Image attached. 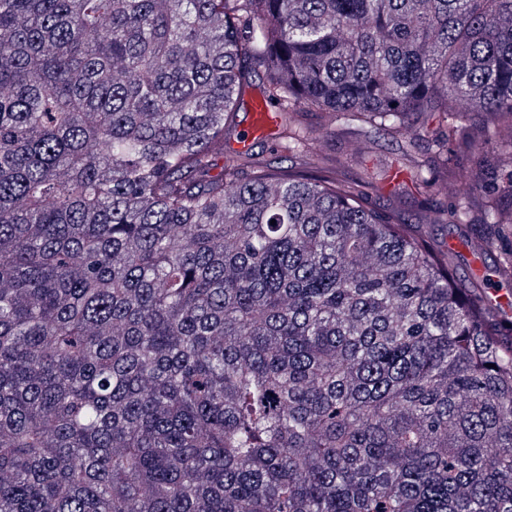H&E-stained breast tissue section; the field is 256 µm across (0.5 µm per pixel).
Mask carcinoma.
<instances>
[{
	"mask_svg": "<svg viewBox=\"0 0 512 512\" xmlns=\"http://www.w3.org/2000/svg\"><path fill=\"white\" fill-rule=\"evenodd\" d=\"M260 66L512 234V0H0V512H512V320L363 182L212 173Z\"/></svg>",
	"mask_w": 512,
	"mask_h": 512,
	"instance_id": "carcinoma-1",
	"label": "carcinoma"
}]
</instances>
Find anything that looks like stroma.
I'll list each match as a JSON object with an SVG mask.
<instances>
[{
  "instance_id": "stroma-1",
  "label": "stroma",
  "mask_w": 512,
  "mask_h": 512,
  "mask_svg": "<svg viewBox=\"0 0 512 512\" xmlns=\"http://www.w3.org/2000/svg\"><path fill=\"white\" fill-rule=\"evenodd\" d=\"M363 128L357 121H338L325 129L317 159L320 166L337 172L347 181H368L372 203L380 208H390L400 218L412 223L421 222L426 208H443L448 204L446 195L431 191L418 193L415 188L418 163L439 167L440 162L429 148L428 139H420L415 162L402 160L398 145L391 138L373 136L363 159H355Z\"/></svg>"
}]
</instances>
